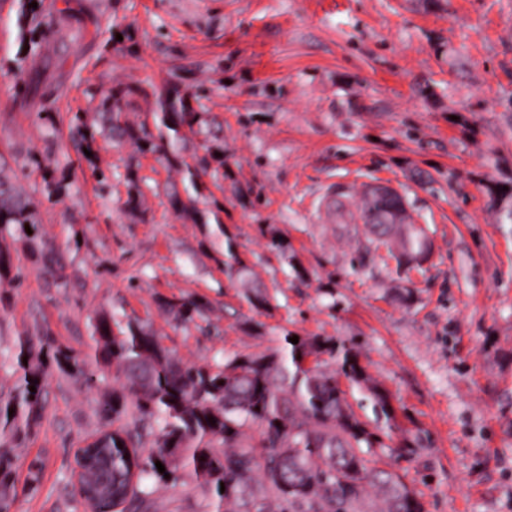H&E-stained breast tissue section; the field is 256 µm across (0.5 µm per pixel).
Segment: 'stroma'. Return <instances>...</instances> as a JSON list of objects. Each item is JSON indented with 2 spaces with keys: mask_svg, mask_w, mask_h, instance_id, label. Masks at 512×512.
<instances>
[{
  "mask_svg": "<svg viewBox=\"0 0 512 512\" xmlns=\"http://www.w3.org/2000/svg\"><path fill=\"white\" fill-rule=\"evenodd\" d=\"M170 90L191 93L193 122L157 112ZM125 92L130 126L169 124L166 159L102 134L105 96ZM1 177L32 199L65 284L0 234V380L19 335L83 356L102 315L197 364L329 339L364 371L341 383L357 416L407 443L424 512H512V0H0ZM378 182L425 228L421 268L399 270L361 220ZM181 295L206 316H167ZM43 388L12 512H89L72 470L100 396L54 364Z\"/></svg>",
  "mask_w": 512,
  "mask_h": 512,
  "instance_id": "1",
  "label": "stroma"
}]
</instances>
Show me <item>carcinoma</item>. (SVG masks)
<instances>
[{"mask_svg":"<svg viewBox=\"0 0 512 512\" xmlns=\"http://www.w3.org/2000/svg\"><path fill=\"white\" fill-rule=\"evenodd\" d=\"M29 228L35 229L30 202L0 179V233L13 230L30 245ZM374 228L398 268L426 259L428 248L407 219ZM41 251L43 274L62 286L54 248L44 243ZM161 306L179 322L208 311L195 297L164 300ZM289 338L270 354L196 365L176 359L139 323L101 316L91 336L95 363L125 380L122 388L111 389L104 374L89 370L86 360L49 337L19 336L14 384L0 391V512H10L16 499L4 456L19 447L46 410L49 358L103 392V422L128 412L136 417V428H114L87 443L111 459L113 512H160L149 480L175 484L186 477L210 498L212 512H423L392 465L372 466L367 459L373 448L384 447L383 440L357 418L339 385L341 375L363 378L356 357L347 350L341 367L332 368L336 346L302 337L293 344ZM158 462L169 477L158 471Z\"/></svg>","mask_w":512,"mask_h":512,"instance_id":"carcinoma-1","label":"carcinoma"}]
</instances>
